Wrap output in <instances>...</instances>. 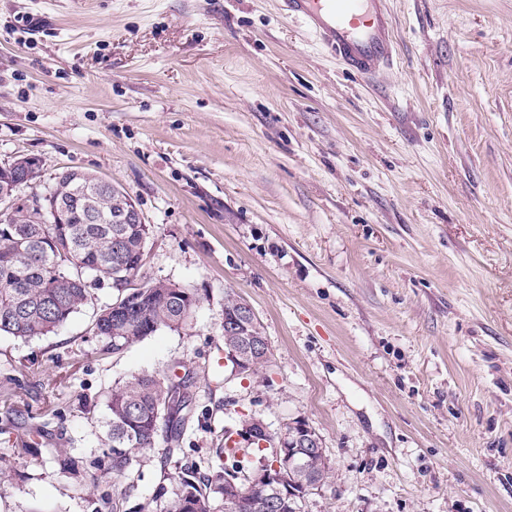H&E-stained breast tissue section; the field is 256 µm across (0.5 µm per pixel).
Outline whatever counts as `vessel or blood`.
I'll list each match as a JSON object with an SVG mask.
<instances>
[{
	"label": "vessel or blood",
	"mask_w": 512,
	"mask_h": 512,
	"mask_svg": "<svg viewBox=\"0 0 512 512\" xmlns=\"http://www.w3.org/2000/svg\"><path fill=\"white\" fill-rule=\"evenodd\" d=\"M352 73L375 76L392 62L395 45L387 0H282Z\"/></svg>",
	"instance_id": "b4317fda"
}]
</instances>
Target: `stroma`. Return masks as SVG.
Here are the masks:
<instances>
[{
	"instance_id": "1",
	"label": "stroma",
	"mask_w": 512,
	"mask_h": 512,
	"mask_svg": "<svg viewBox=\"0 0 512 512\" xmlns=\"http://www.w3.org/2000/svg\"><path fill=\"white\" fill-rule=\"evenodd\" d=\"M396 56L347 70L281 0H0V160L79 169L151 230L140 280L187 325L109 352L93 298L0 335V512H166L244 418L304 420L332 466L302 512H512V0H389ZM271 356L224 359V295ZM192 374L194 417L112 474V385Z\"/></svg>"
}]
</instances>
